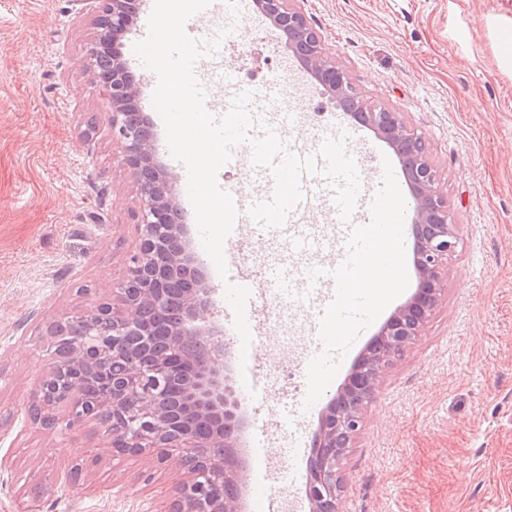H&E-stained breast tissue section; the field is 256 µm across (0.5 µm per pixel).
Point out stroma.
I'll use <instances>...</instances> for the list:
<instances>
[{
	"instance_id": "stroma-1",
	"label": "stroma",
	"mask_w": 512,
	"mask_h": 512,
	"mask_svg": "<svg viewBox=\"0 0 512 512\" xmlns=\"http://www.w3.org/2000/svg\"><path fill=\"white\" fill-rule=\"evenodd\" d=\"M359 96L401 113L442 175L459 226L444 297L402 359L387 368L342 456L344 512H512V0H299ZM93 11L77 0H0V512H158L178 458L154 469L109 456L89 423L61 438L28 412L54 322L111 296L138 243L136 175L104 122L108 99L88 65ZM284 42L255 27L204 56L213 102L229 66L266 84L261 120L286 110L274 75ZM220 169L225 189L262 192L270 179L250 147ZM229 274L300 271L321 262L287 239L250 227L224 245ZM263 338L242 347L234 314H219L235 384L260 375L245 398L241 437L247 485L277 496L279 470L318 413L289 420L307 387L304 357L317 300L301 281L260 288Z\"/></svg>"
}]
</instances>
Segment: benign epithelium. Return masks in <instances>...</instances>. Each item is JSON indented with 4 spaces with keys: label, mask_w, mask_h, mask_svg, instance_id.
<instances>
[{
    "label": "benign epithelium",
    "mask_w": 512,
    "mask_h": 512,
    "mask_svg": "<svg viewBox=\"0 0 512 512\" xmlns=\"http://www.w3.org/2000/svg\"><path fill=\"white\" fill-rule=\"evenodd\" d=\"M98 9L89 61L107 56L112 74L94 83L110 101L107 123L122 143L123 160L137 174L139 242L113 299L95 305L51 335L70 344L67 361L45 365L32 406L60 411L47 429L103 424V448L112 455L163 465L176 455L182 472L163 512H243L242 466L237 460L246 427L234 387L231 353L220 308L186 225L171 221L179 204L156 143L139 112L140 86L116 48L136 19L131 0H95ZM295 0H255L288 49L336 103L385 141L401 159L412 203L413 264L417 285L383 322L324 405L313 435L306 483L310 512H342L336 460L362 422V409L380 388L393 360L404 356L442 302L444 266L454 252L458 225L448 222V200L428 150L398 112L360 100L343 66ZM181 389L182 413L172 421L157 396ZM201 423L204 435L192 428Z\"/></svg>",
    "instance_id": "obj_1"
}]
</instances>
